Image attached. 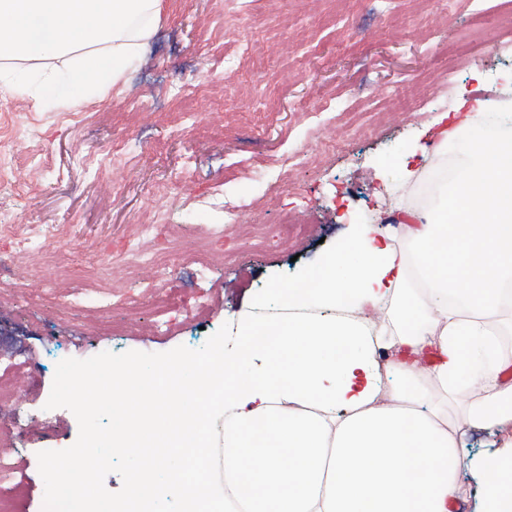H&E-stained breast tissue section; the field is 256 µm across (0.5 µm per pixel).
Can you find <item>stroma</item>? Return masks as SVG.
<instances>
[{
    "label": "stroma",
    "mask_w": 512,
    "mask_h": 512,
    "mask_svg": "<svg viewBox=\"0 0 512 512\" xmlns=\"http://www.w3.org/2000/svg\"><path fill=\"white\" fill-rule=\"evenodd\" d=\"M140 59L106 96L76 106L33 101L28 85L63 68L60 59H21L0 85L8 134L1 140L0 211L27 224L45 257V278L69 269L106 268L133 228L156 220L193 238L224 227L213 250L219 264L196 278L177 250L170 270L184 288L204 293V323L167 333L132 329L113 353L197 349L224 323L283 307L282 289L312 273L347 242L358 224L378 225L402 246L401 230L379 224L404 199L408 170L435 169L439 156L464 159L463 144L434 150L432 122L453 113L459 95L493 99L512 80V42L496 24L490 49L457 68L449 44L471 29L468 0H167ZM192 102L177 112L172 96ZM299 152L297 167L282 160ZM300 236L277 237L280 215ZM63 225L59 235L48 229ZM88 321L0 307V357L39 366L43 387L27 401L31 417L18 475L28 483L18 512H43L34 447L71 446L78 423L59 409L39 417L59 361L94 356ZM458 402L448 430L464 459L457 480L460 512H483L484 466L512 441V426L461 425Z\"/></svg>",
    "instance_id": "1"
}]
</instances>
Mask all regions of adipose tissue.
Masks as SVG:
<instances>
[{"mask_svg":"<svg viewBox=\"0 0 512 512\" xmlns=\"http://www.w3.org/2000/svg\"><path fill=\"white\" fill-rule=\"evenodd\" d=\"M164 0H0V59L64 58L72 99L107 94L137 61ZM512 113V97L479 103L441 142L467 134L464 166L440 204H396L405 248L372 227L328 255L285 296L317 304L302 320H245L235 345L215 354L224 370V475L249 512H448L461 464L448 433L447 399L464 396L470 427L512 422V133L489 141L485 113ZM384 309L392 327L372 338L336 310ZM408 350L389 366L390 402L379 400L376 347ZM435 363L423 365L424 352ZM176 385L125 371L112 383L121 417L116 445L144 463L121 512H154L186 485L166 468L171 449L197 447L205 414L184 390L200 371L175 365ZM485 512H512V453L487 463Z\"/></svg>","mask_w":512,"mask_h":512,"instance_id":"obj_1","label":"adipose tissue"}]
</instances>
